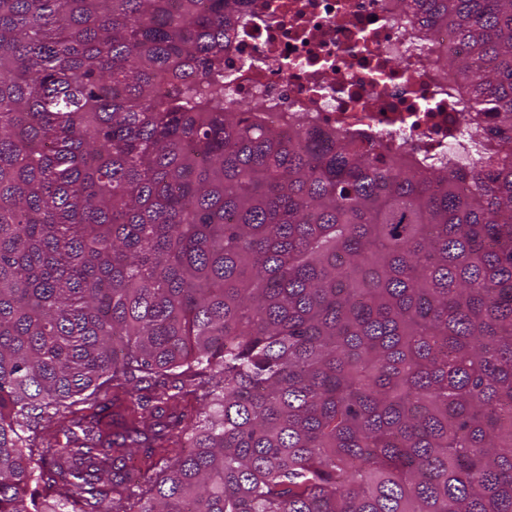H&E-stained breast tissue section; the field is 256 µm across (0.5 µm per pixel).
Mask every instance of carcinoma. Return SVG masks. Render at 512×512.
Masks as SVG:
<instances>
[{
	"mask_svg": "<svg viewBox=\"0 0 512 512\" xmlns=\"http://www.w3.org/2000/svg\"><path fill=\"white\" fill-rule=\"evenodd\" d=\"M226 2L0 0V512H512V0H393L464 171L224 110Z\"/></svg>",
	"mask_w": 512,
	"mask_h": 512,
	"instance_id": "carcinoma-1",
	"label": "carcinoma"
}]
</instances>
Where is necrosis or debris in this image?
I'll return each instance as SVG.
<instances>
[{
  "instance_id": "necrosis-or-debris-1",
  "label": "necrosis or debris",
  "mask_w": 512,
  "mask_h": 512,
  "mask_svg": "<svg viewBox=\"0 0 512 512\" xmlns=\"http://www.w3.org/2000/svg\"><path fill=\"white\" fill-rule=\"evenodd\" d=\"M232 7L225 108L260 102L276 128L299 121L469 166L459 150L468 134L464 109L430 87L432 56L452 40L447 29L419 33L387 0H234Z\"/></svg>"
}]
</instances>
